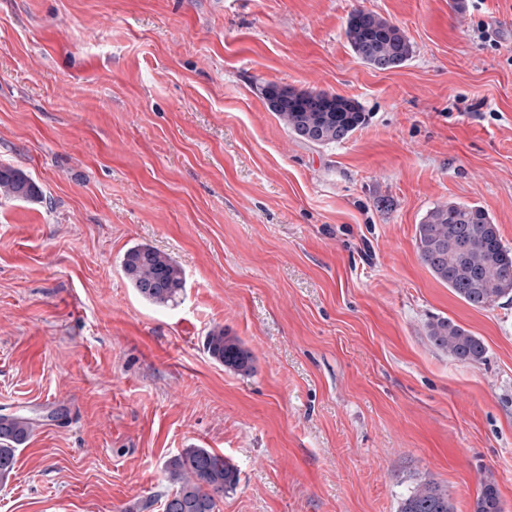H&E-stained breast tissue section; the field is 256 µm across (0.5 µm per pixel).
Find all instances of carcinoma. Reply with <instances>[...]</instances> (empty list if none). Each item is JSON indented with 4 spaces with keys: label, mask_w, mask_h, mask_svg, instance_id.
Listing matches in <instances>:
<instances>
[{
    "label": "carcinoma",
    "mask_w": 512,
    "mask_h": 512,
    "mask_svg": "<svg viewBox=\"0 0 512 512\" xmlns=\"http://www.w3.org/2000/svg\"><path fill=\"white\" fill-rule=\"evenodd\" d=\"M345 33L353 53L378 69L400 67L412 55L404 33L372 12L353 10ZM262 95L288 132L313 146L340 143L367 121L358 102L325 91L266 86ZM0 197L33 203L41 201L42 192L22 170L1 165ZM416 245L422 264L470 306L485 309L512 296V249L502 243L498 226L484 207L457 201L435 206L416 225ZM121 267L132 288L153 305H174L185 291L180 265L149 245L129 248ZM428 336L458 362L473 364L485 358L482 340L449 319L430 323ZM204 346L224 368L241 375L254 371L251 351L224 328L208 332ZM32 430L28 417L0 415V483L13 474L18 446ZM164 472L174 490L165 499L163 512H215L217 501L239 483V470L230 460L193 445L168 458ZM399 512H453V506L447 492L424 481L402 501ZM474 512H502L494 481L483 484Z\"/></svg>",
    "instance_id": "cac0c4a2"
}]
</instances>
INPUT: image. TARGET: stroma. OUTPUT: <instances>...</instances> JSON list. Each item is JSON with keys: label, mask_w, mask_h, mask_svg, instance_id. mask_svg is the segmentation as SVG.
<instances>
[{"label": "stroma", "mask_w": 512, "mask_h": 512, "mask_svg": "<svg viewBox=\"0 0 512 512\" xmlns=\"http://www.w3.org/2000/svg\"><path fill=\"white\" fill-rule=\"evenodd\" d=\"M356 9L413 47L352 52ZM495 38L481 40L479 23ZM268 85L357 100L315 147ZM0 414L34 421L0 512H163L168 457L240 471L219 512H398L415 484L512 512V300L477 309L421 263L433 207L477 204L512 248V0H0ZM174 258L155 307L124 253ZM447 318L479 364L428 340ZM216 326L255 357L204 348ZM345 33L353 53L377 69L400 67L412 55V46L404 33L372 12L353 10ZM39 186L26 173L11 166H0V197L24 202H41ZM121 267L132 288L153 305H174L185 291L186 282L180 265L152 246L139 244L129 248ZM204 346L209 357L225 369L241 375H249L255 369L251 351L238 337L227 336L223 327L208 332ZM474 512H502L499 490L495 481L487 480L474 504Z\"/></svg>", "instance_id": "obj_1"}]
</instances>
